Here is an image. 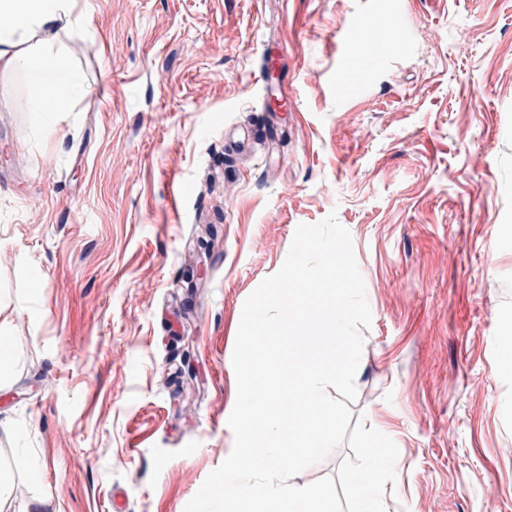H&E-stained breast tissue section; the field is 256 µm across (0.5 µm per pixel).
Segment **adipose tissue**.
<instances>
[{
  "label": "adipose tissue",
  "mask_w": 512,
  "mask_h": 512,
  "mask_svg": "<svg viewBox=\"0 0 512 512\" xmlns=\"http://www.w3.org/2000/svg\"><path fill=\"white\" fill-rule=\"evenodd\" d=\"M77 0H0V70H27L41 112L69 111L85 88L65 54L79 37Z\"/></svg>",
  "instance_id": "adipose-tissue-1"
}]
</instances>
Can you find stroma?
Here are the masks:
<instances>
[{"label":"stroma","instance_id":"stroma-1","mask_svg":"<svg viewBox=\"0 0 512 512\" xmlns=\"http://www.w3.org/2000/svg\"><path fill=\"white\" fill-rule=\"evenodd\" d=\"M87 88L0 72L12 512H184L234 445L243 304L336 213L372 321L342 447L292 477L512 512V0H77Z\"/></svg>","mask_w":512,"mask_h":512}]
</instances>
